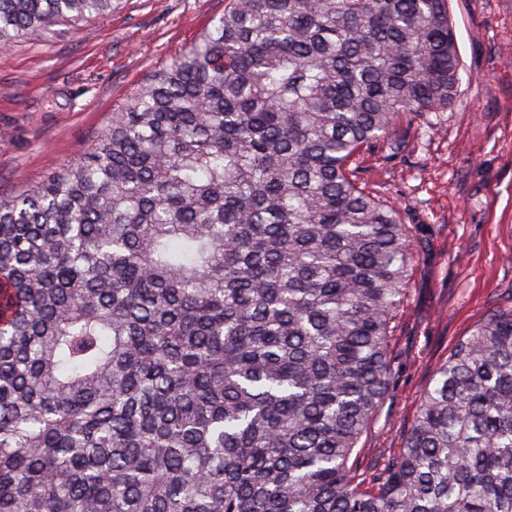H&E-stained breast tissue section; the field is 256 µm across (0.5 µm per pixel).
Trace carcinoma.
I'll use <instances>...</instances> for the list:
<instances>
[{
    "mask_svg": "<svg viewBox=\"0 0 512 512\" xmlns=\"http://www.w3.org/2000/svg\"><path fill=\"white\" fill-rule=\"evenodd\" d=\"M112 2L0 0V46ZM448 2L225 0L0 201V512H512V307L358 450L417 243L361 174L457 101Z\"/></svg>",
    "mask_w": 512,
    "mask_h": 512,
    "instance_id": "1",
    "label": "carcinoma"
}]
</instances>
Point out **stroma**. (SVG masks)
Masks as SVG:
<instances>
[{"label": "stroma", "mask_w": 512, "mask_h": 512, "mask_svg": "<svg viewBox=\"0 0 512 512\" xmlns=\"http://www.w3.org/2000/svg\"><path fill=\"white\" fill-rule=\"evenodd\" d=\"M460 96L367 171L417 225L421 247L393 344L397 374L365 458L400 447L438 362L493 307L512 304V0H450ZM224 0H117L73 29L0 49V200L71 163L110 112L181 55Z\"/></svg>", "instance_id": "1"}]
</instances>
